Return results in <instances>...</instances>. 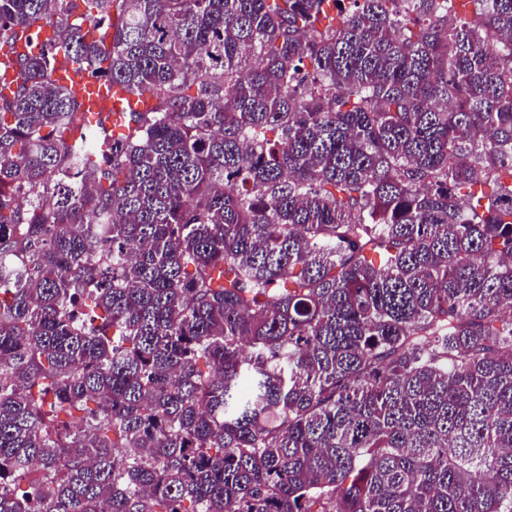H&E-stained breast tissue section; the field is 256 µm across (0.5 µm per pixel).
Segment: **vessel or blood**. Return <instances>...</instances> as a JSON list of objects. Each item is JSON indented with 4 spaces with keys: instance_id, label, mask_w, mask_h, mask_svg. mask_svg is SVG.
Returning <instances> with one entry per match:
<instances>
[{
    "instance_id": "1",
    "label": "vessel or blood",
    "mask_w": 512,
    "mask_h": 512,
    "mask_svg": "<svg viewBox=\"0 0 512 512\" xmlns=\"http://www.w3.org/2000/svg\"><path fill=\"white\" fill-rule=\"evenodd\" d=\"M54 78L71 90L85 114V122L89 124L102 121L109 130L115 131L123 121L124 112L146 107L145 101L139 97L84 72L59 69Z\"/></svg>"
}]
</instances>
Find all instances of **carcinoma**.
I'll list each match as a JSON object with an SVG mask.
<instances>
[{"instance_id": "cac0c4a2", "label": "carcinoma", "mask_w": 512, "mask_h": 512, "mask_svg": "<svg viewBox=\"0 0 512 512\" xmlns=\"http://www.w3.org/2000/svg\"><path fill=\"white\" fill-rule=\"evenodd\" d=\"M73 2L0 0V512H512V0ZM54 79L69 88L77 98L87 124L93 125L107 117L105 125L109 131L115 133L122 130L119 124L123 121L124 112L143 110L148 106L143 98L128 93L111 82L94 78L86 72H76L70 68L58 69L54 73Z\"/></svg>"}]
</instances>
